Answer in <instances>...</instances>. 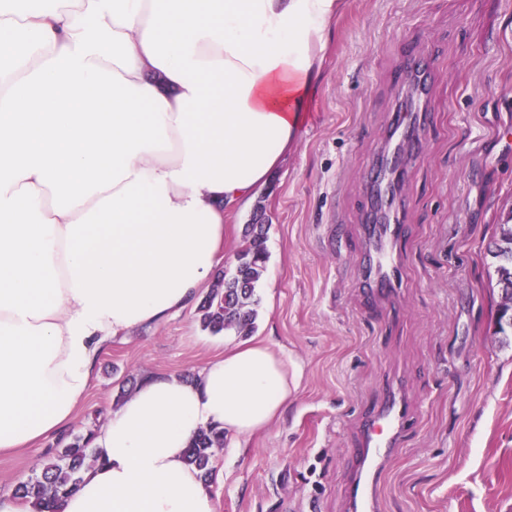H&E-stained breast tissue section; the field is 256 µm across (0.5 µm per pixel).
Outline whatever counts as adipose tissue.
Here are the masks:
<instances>
[{"label": "adipose tissue", "instance_id": "adipose-tissue-1", "mask_svg": "<svg viewBox=\"0 0 512 512\" xmlns=\"http://www.w3.org/2000/svg\"><path fill=\"white\" fill-rule=\"evenodd\" d=\"M345 0H0V452L59 438L102 347L198 298L292 150ZM293 393L245 342L112 410L59 512H217L186 460Z\"/></svg>", "mask_w": 512, "mask_h": 512}]
</instances>
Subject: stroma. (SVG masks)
<instances>
[{"instance_id":"obj_1","label":"stroma","mask_w":512,"mask_h":512,"mask_svg":"<svg viewBox=\"0 0 512 512\" xmlns=\"http://www.w3.org/2000/svg\"><path fill=\"white\" fill-rule=\"evenodd\" d=\"M432 72L410 169L400 317L358 292L362 173L387 140L409 60ZM512 0H349L334 24L304 132L259 191L269 218L255 340L284 352L296 387L279 419L225 435L210 489L217 512H345L355 418L401 376L418 427L390 463L380 512H512V345L485 247L512 218ZM236 339L196 307L114 339L67 427L103 425L129 378L192 374ZM45 447L0 455V491L40 472Z\"/></svg>"}]
</instances>
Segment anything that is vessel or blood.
Wrapping results in <instances>:
<instances>
[{"mask_svg": "<svg viewBox=\"0 0 512 512\" xmlns=\"http://www.w3.org/2000/svg\"><path fill=\"white\" fill-rule=\"evenodd\" d=\"M419 82L405 106L394 111L389 120V135L397 137L417 125L422 100L426 94L429 71L424 66L414 69ZM384 180L381 167L370 173L372 210L361 227L367 246L366 275L362 284L365 301L378 309L394 298L403 278L396 257L406 237L401 216L384 212L380 187ZM417 417L406 397L403 382L392 378L382 399L357 421L352 470L345 489L347 512H379V489L388 463L404 448L413 432Z\"/></svg>", "mask_w": 512, "mask_h": 512, "instance_id": "vessel-or-blood-1", "label": "vessel or blood"}]
</instances>
